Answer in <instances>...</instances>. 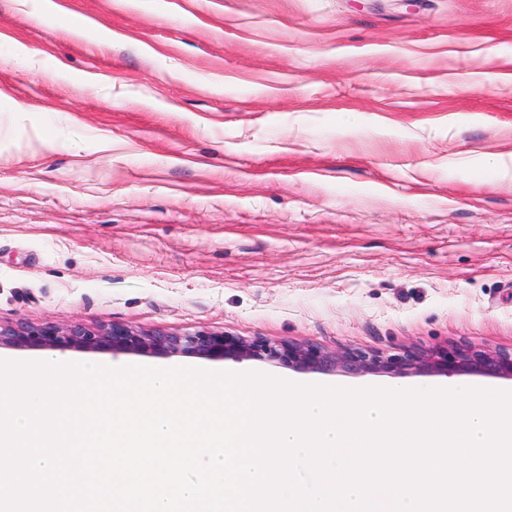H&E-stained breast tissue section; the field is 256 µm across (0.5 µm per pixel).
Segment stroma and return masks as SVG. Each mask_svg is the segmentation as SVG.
<instances>
[{"label": "stroma", "mask_w": 512, "mask_h": 512, "mask_svg": "<svg viewBox=\"0 0 512 512\" xmlns=\"http://www.w3.org/2000/svg\"><path fill=\"white\" fill-rule=\"evenodd\" d=\"M53 2L0 0V324L512 351V0Z\"/></svg>", "instance_id": "stroma-1"}]
</instances>
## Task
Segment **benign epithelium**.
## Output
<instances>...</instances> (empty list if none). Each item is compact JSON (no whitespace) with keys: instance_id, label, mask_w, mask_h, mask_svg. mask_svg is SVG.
<instances>
[{"instance_id":"1","label":"benign epithelium","mask_w":512,"mask_h":512,"mask_svg":"<svg viewBox=\"0 0 512 512\" xmlns=\"http://www.w3.org/2000/svg\"><path fill=\"white\" fill-rule=\"evenodd\" d=\"M45 349H86L141 355L193 354L206 358L222 357L256 360L299 370L348 373H439L459 372L512 377V352L488 353L474 348L446 346L431 352L407 350L383 356L359 350L326 351L314 345L280 342L262 338L245 340L210 331L174 334L163 330L141 331L125 325L103 328H69L53 323L41 325H0V347Z\"/></svg>"}]
</instances>
